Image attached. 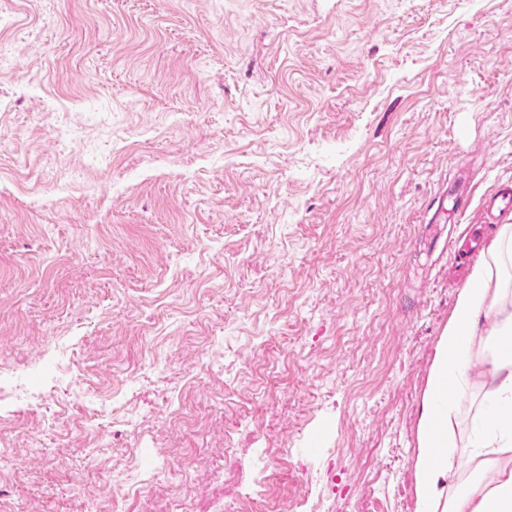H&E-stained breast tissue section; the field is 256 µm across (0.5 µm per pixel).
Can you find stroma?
Wrapping results in <instances>:
<instances>
[{
    "label": "stroma",
    "mask_w": 512,
    "mask_h": 512,
    "mask_svg": "<svg viewBox=\"0 0 512 512\" xmlns=\"http://www.w3.org/2000/svg\"><path fill=\"white\" fill-rule=\"evenodd\" d=\"M1 12L0 512H413L470 273L424 222L512 183V0ZM467 191L464 185L458 183L455 187L448 189L444 186L435 203L437 207L432 219L429 221V233L431 240L437 242L442 236L440 224L443 220H454L464 203L463 197Z\"/></svg>",
    "instance_id": "35a3bbf8"
}]
</instances>
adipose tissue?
Returning a JSON list of instances; mask_svg holds the SVG:
<instances>
[{"label": "adipose tissue", "instance_id": "obj_1", "mask_svg": "<svg viewBox=\"0 0 512 512\" xmlns=\"http://www.w3.org/2000/svg\"><path fill=\"white\" fill-rule=\"evenodd\" d=\"M418 469L415 512H512V222L473 265L436 344Z\"/></svg>", "mask_w": 512, "mask_h": 512}]
</instances>
